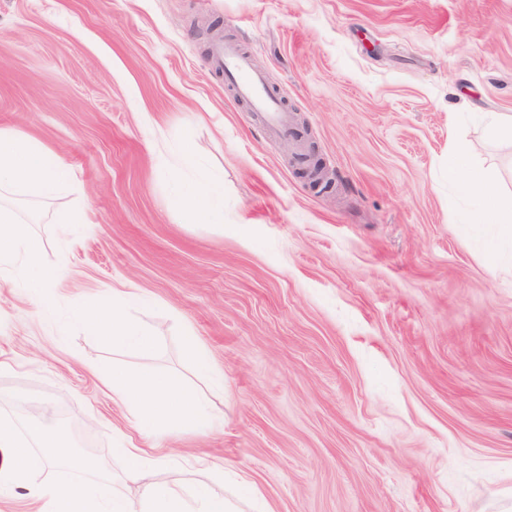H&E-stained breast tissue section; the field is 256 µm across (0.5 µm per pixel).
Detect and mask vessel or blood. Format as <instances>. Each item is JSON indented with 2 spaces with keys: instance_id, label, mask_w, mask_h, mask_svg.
Returning <instances> with one entry per match:
<instances>
[{
  "instance_id": "obj_1",
  "label": "vessel or blood",
  "mask_w": 512,
  "mask_h": 512,
  "mask_svg": "<svg viewBox=\"0 0 512 512\" xmlns=\"http://www.w3.org/2000/svg\"><path fill=\"white\" fill-rule=\"evenodd\" d=\"M212 70L224 76L238 98L246 100L268 132L288 136L294 127L292 117L279 94L269 87L264 74L256 69L246 53L235 45L217 42L208 51Z\"/></svg>"
}]
</instances>
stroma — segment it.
Returning <instances> with one entry per match:
<instances>
[{
  "mask_svg": "<svg viewBox=\"0 0 512 512\" xmlns=\"http://www.w3.org/2000/svg\"><path fill=\"white\" fill-rule=\"evenodd\" d=\"M214 22L330 193L209 71ZM490 112L512 114V0H0V126L70 172L52 196L4 197L68 276L34 291L0 272V419L24 424L18 400L65 414L133 501L124 436L169 456L159 482L220 461L271 512H512V244L488 253L492 227L448 180L460 156L512 197ZM199 183L221 220L177 208ZM116 288L145 297L127 312L152 352L72 321ZM188 330L222 389L184 359ZM112 366L182 376L223 432L140 435L96 373Z\"/></svg>",
  "mask_w": 512,
  "mask_h": 512,
  "instance_id": "1",
  "label": "stroma"
}]
</instances>
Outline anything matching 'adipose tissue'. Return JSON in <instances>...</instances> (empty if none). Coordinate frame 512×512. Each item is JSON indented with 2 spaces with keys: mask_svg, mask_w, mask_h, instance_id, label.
I'll return each mask as SVG.
<instances>
[{
  "mask_svg": "<svg viewBox=\"0 0 512 512\" xmlns=\"http://www.w3.org/2000/svg\"><path fill=\"white\" fill-rule=\"evenodd\" d=\"M66 177L57 157L29 139L0 130V191L22 190L49 196ZM448 178L456 183L462 195L478 201L474 223L495 225L496 236L488 243L489 251H496L500 242L512 241V220L493 205V189L483 173L463 174L452 163L448 166ZM18 263L25 274L38 275L43 282L59 281L66 275L62 266L43 270L27 224L12 209L0 205V270ZM128 301V296L116 292L94 304L73 307L72 316L93 335L112 344L141 352L152 351L155 338L128 320L125 311ZM105 382L113 402L129 411L137 430L175 436L186 432L211 433L216 429L211 404L178 375L137 373L115 367L106 372ZM121 454L127 476L144 489L143 497L135 503L118 497L106 479L69 483L38 481V474L44 470L63 464L79 469L83 463L43 420H28L21 429L14 423L0 421V500L24 489L38 502L39 512H239L237 500L258 494L256 488L242 481L236 499L219 496L213 483L223 478L224 467L217 462L205 464L209 481L197 483L187 491L176 483L153 481L144 449L125 446Z\"/></svg>",
  "mask_w": 512,
  "mask_h": 512,
  "instance_id": "ef3b65f1",
  "label": "adipose tissue"
}]
</instances>
